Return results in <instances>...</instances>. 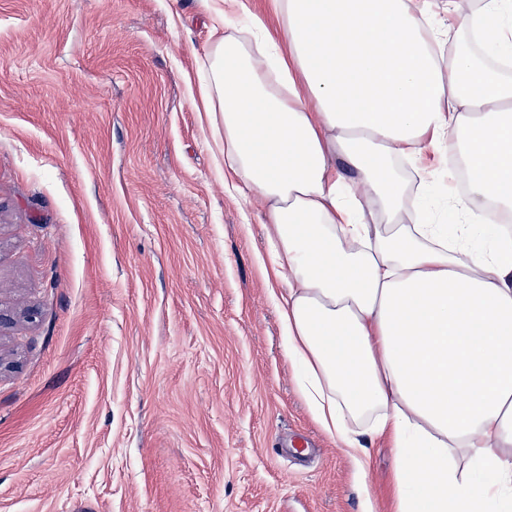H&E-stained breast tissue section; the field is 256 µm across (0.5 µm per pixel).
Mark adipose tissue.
Here are the masks:
<instances>
[{
	"instance_id": "obj_1",
	"label": "adipose tissue",
	"mask_w": 512,
	"mask_h": 512,
	"mask_svg": "<svg viewBox=\"0 0 512 512\" xmlns=\"http://www.w3.org/2000/svg\"><path fill=\"white\" fill-rule=\"evenodd\" d=\"M216 36L205 120L231 189L263 207L261 268L314 419L364 463L397 451V512L512 503V0H272ZM469 175L422 223L426 149Z\"/></svg>"
}]
</instances>
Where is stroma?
<instances>
[{
    "label": "stroma",
    "mask_w": 512,
    "mask_h": 512,
    "mask_svg": "<svg viewBox=\"0 0 512 512\" xmlns=\"http://www.w3.org/2000/svg\"><path fill=\"white\" fill-rule=\"evenodd\" d=\"M271 0H0V512H393L314 420L199 110Z\"/></svg>",
    "instance_id": "obj_1"
}]
</instances>
